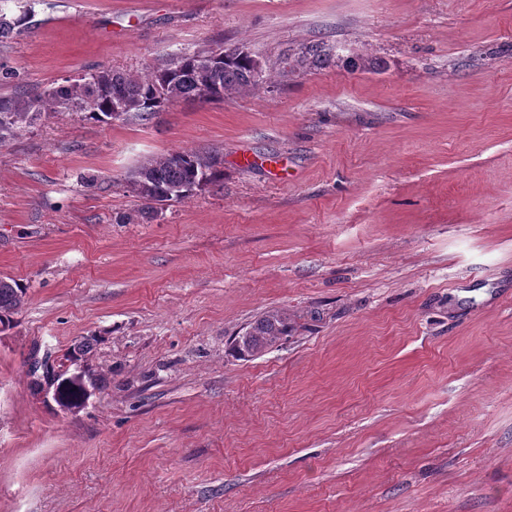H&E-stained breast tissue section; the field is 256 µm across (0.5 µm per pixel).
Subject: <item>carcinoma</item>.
I'll use <instances>...</instances> for the list:
<instances>
[{"mask_svg": "<svg viewBox=\"0 0 512 512\" xmlns=\"http://www.w3.org/2000/svg\"><path fill=\"white\" fill-rule=\"evenodd\" d=\"M24 16L12 18L0 11V48L11 44L19 34ZM245 45L223 46L180 51L137 75L112 68H103L90 75L67 78L64 83L50 87L40 94L17 90L0 95V146L17 137L24 128L44 115L62 110L79 112L99 123H111L112 103L120 99L127 107L123 122H142L155 118L179 100L220 102L241 94H254L271 83V68L266 66L254 75L255 61L241 54ZM208 55L215 59L216 69L201 71L196 58ZM335 56L334 48L325 44L302 45L288 55L290 71L297 72L321 66ZM288 71V72H290ZM279 69V74L288 76ZM206 173L207 187H219L224 182V155L218 151L182 150L159 159H148L129 176L132 192L144 202L141 217L151 220L158 215V206L170 201L189 198L199 189L194 187L197 174ZM170 185L186 186L183 194L168 196ZM26 289L8 277H0V324L13 328V316L25 303ZM288 314L269 310L259 316L246 331L232 340L231 351L238 359H255L288 340ZM59 398L67 407L79 409L84 405L82 382L58 379Z\"/></svg>", "mask_w": 512, "mask_h": 512, "instance_id": "cac0c4a2", "label": "carcinoma"}]
</instances>
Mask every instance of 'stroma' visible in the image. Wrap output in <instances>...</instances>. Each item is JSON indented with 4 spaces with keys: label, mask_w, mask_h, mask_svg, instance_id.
I'll return each instance as SVG.
<instances>
[{
    "label": "stroma",
    "mask_w": 512,
    "mask_h": 512,
    "mask_svg": "<svg viewBox=\"0 0 512 512\" xmlns=\"http://www.w3.org/2000/svg\"><path fill=\"white\" fill-rule=\"evenodd\" d=\"M0 10L26 19L2 95L215 42L367 63L0 147V277L27 289L0 334V512H512V0ZM180 149L223 153V186L139 219L129 173ZM273 309L287 342L233 357ZM86 338L101 384L67 412L26 359Z\"/></svg>",
    "instance_id": "obj_1"
}]
</instances>
